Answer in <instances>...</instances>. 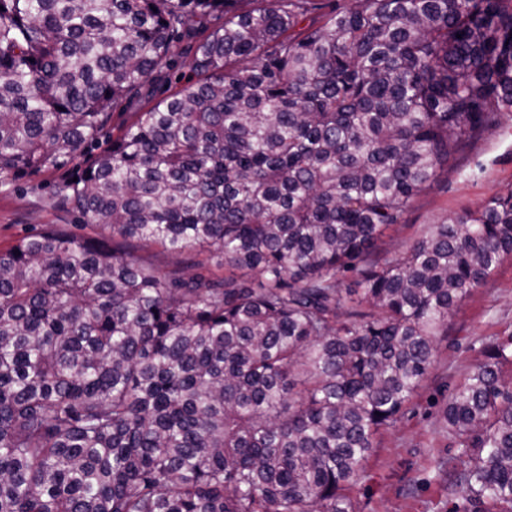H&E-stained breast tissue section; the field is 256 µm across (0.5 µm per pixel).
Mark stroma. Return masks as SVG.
I'll list each match as a JSON object with an SVG mask.
<instances>
[{
    "instance_id": "1",
    "label": "stroma",
    "mask_w": 512,
    "mask_h": 512,
    "mask_svg": "<svg viewBox=\"0 0 512 512\" xmlns=\"http://www.w3.org/2000/svg\"><path fill=\"white\" fill-rule=\"evenodd\" d=\"M174 67L150 87L110 111L102 131L110 139L147 103L187 85L191 56L178 43ZM65 171L39 174L12 187L0 186V246L5 247L45 224H77L79 217L57 195ZM512 186V114L474 141L458 166L444 173L430 194L419 198L408 223L380 242L389 256L403 254L445 215L478 210L495 193ZM512 336V258L471 289L438 337L432 364L403 415L377 438V446L349 482L356 512H452L455 494L448 481L463 469L465 455L451 443L445 410L448 392L481 361L483 346Z\"/></svg>"
}]
</instances>
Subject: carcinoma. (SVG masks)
<instances>
[{
  "instance_id": "cac0c4a2",
  "label": "carcinoma",
  "mask_w": 512,
  "mask_h": 512,
  "mask_svg": "<svg viewBox=\"0 0 512 512\" xmlns=\"http://www.w3.org/2000/svg\"><path fill=\"white\" fill-rule=\"evenodd\" d=\"M314 10L0 0V185L70 166L58 193L100 229L0 247V512H355L512 255V189L377 252L512 112V0ZM193 35L196 80L100 143ZM483 356L448 395L455 512H512V336Z\"/></svg>"
}]
</instances>
